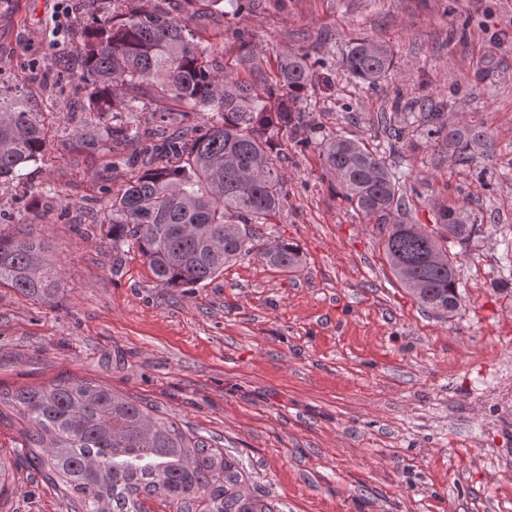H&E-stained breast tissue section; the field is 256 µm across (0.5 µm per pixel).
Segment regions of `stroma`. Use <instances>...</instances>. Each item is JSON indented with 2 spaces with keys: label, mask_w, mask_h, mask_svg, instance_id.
Masks as SVG:
<instances>
[{
  "label": "stroma",
  "mask_w": 512,
  "mask_h": 512,
  "mask_svg": "<svg viewBox=\"0 0 512 512\" xmlns=\"http://www.w3.org/2000/svg\"><path fill=\"white\" fill-rule=\"evenodd\" d=\"M0 0V84L38 101L43 161L0 185V233L46 242L62 272L57 300L0 286V392L84 379L155 406L242 463L248 493L280 512H512V0H255L234 12L208 0H141L190 19L210 65L242 73L240 39L266 78L275 57L307 54L303 103L317 136L370 147L376 117L402 123L393 101L425 96L493 131L494 155L465 165L425 130L407 135L391 165L408 174L409 217L433 226L439 207L468 210L477 230L457 256L460 307L440 317L394 278L382 235L338 194L316 146L282 139L287 199L263 233L299 244L300 272L249 254L188 290L157 284L135 252L114 258L103 221L109 191L134 171L125 146L88 148L66 136L79 103L46 85L61 50L60 4ZM394 53L371 86L341 65L350 39ZM143 129L203 127L212 112L154 96ZM0 420L12 486L0 512H66L51 484L18 454L23 421Z\"/></svg>",
  "instance_id": "1"
}]
</instances>
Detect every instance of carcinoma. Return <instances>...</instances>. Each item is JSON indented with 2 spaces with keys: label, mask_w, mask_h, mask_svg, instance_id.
<instances>
[{
  "label": "carcinoma",
  "mask_w": 512,
  "mask_h": 512,
  "mask_svg": "<svg viewBox=\"0 0 512 512\" xmlns=\"http://www.w3.org/2000/svg\"><path fill=\"white\" fill-rule=\"evenodd\" d=\"M91 25L70 33L66 50L81 59L75 91L86 98L88 118L72 136L88 146L140 143L136 123L148 91L180 103L208 107L215 119L189 138L174 136L143 148L130 165L139 173L110 194L112 251L140 253L164 288H192L224 272V265L257 253L267 265L294 273L304 263L297 244L260 243L253 225L281 209L286 177L280 138L311 143L310 120L298 103L313 71L308 55L277 58L275 86L221 72L202 60L188 22L137 0H97ZM349 74L376 85L393 64L389 46L367 37L352 40L341 60ZM32 96L0 85V184L24 178L42 161L47 133L36 120ZM442 112H408L403 128L428 127L457 162L472 149L493 152L489 129L443 120ZM325 172L341 197L370 224L379 225L384 254L396 280L422 306L443 309L459 301L457 268L444 242L463 245L476 221L461 208L439 209L437 225L408 218L398 172L364 142L331 135L317 143ZM44 243L0 234V284L44 302L58 296L61 269ZM27 423L24 458L43 480L59 485L67 512H143L157 495L176 512H276L244 494L243 467L202 436L151 414L152 405L85 380H56L38 388L0 393Z\"/></svg>",
  "instance_id": "carcinoma-1"
}]
</instances>
